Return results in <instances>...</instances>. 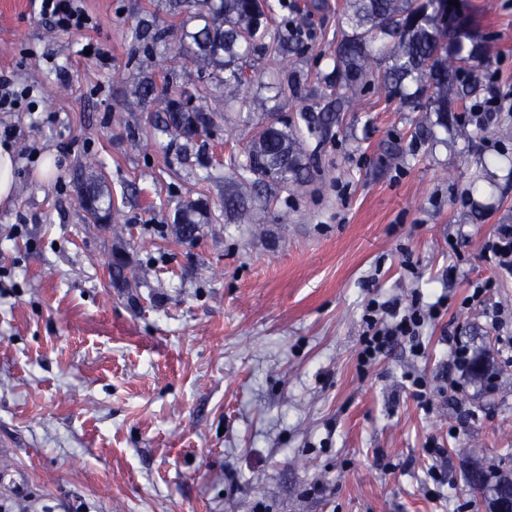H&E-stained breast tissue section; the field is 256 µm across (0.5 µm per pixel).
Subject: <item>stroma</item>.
Segmentation results:
<instances>
[{"label": "stroma", "instance_id": "35a3bbf8", "mask_svg": "<svg viewBox=\"0 0 512 512\" xmlns=\"http://www.w3.org/2000/svg\"><path fill=\"white\" fill-rule=\"evenodd\" d=\"M281 0L270 20L305 28V49L272 73L246 54L236 102L184 64L179 81L213 123L196 143L148 137L156 104L133 106L144 76L162 82L169 50L149 54L140 23L194 28L172 0H84L86 31L47 29L31 0H0V70L31 93L16 111L18 167L0 204V502L26 512H485L473 466L512 470V362L491 390L443 392L449 344L497 355L512 336V277L482 255L512 224V0H466L491 49L478 66L508 99L479 134L412 133L420 112L365 90L324 142L330 181L224 210L241 154L264 114L323 109L322 77L343 30L336 6L306 14ZM99 48L85 55L84 45ZM305 82L293 87L292 74ZM57 171H35L48 153ZM498 158L487 178L482 161ZM104 180L118 220H88L78 175ZM208 208L194 243L176 208ZM122 256L137 287L112 280ZM454 279H447V269ZM488 291L470 301V284ZM445 295L422 333L367 373L357 365L370 299ZM433 379L430 408L401 382ZM438 479L426 481L429 468Z\"/></svg>", "mask_w": 512, "mask_h": 512}]
</instances>
